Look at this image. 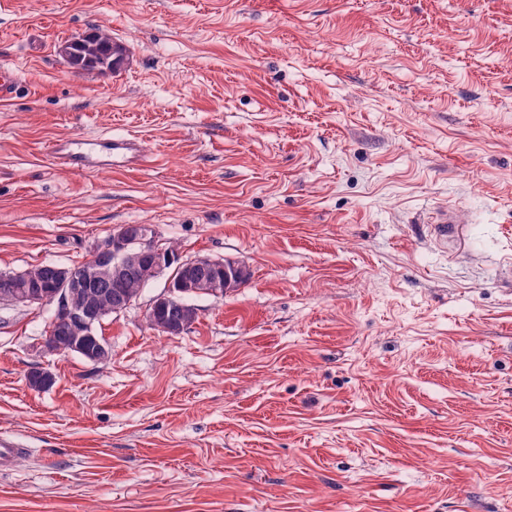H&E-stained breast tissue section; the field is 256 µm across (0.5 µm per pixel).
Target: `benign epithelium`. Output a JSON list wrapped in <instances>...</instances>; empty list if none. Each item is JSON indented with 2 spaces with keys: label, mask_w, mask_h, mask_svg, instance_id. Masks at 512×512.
Instances as JSON below:
<instances>
[{
  "label": "benign epithelium",
  "mask_w": 512,
  "mask_h": 512,
  "mask_svg": "<svg viewBox=\"0 0 512 512\" xmlns=\"http://www.w3.org/2000/svg\"><path fill=\"white\" fill-rule=\"evenodd\" d=\"M136 253L162 255L163 247L156 240V232L151 224H124L112 229V233L102 242L94 244L78 268L62 266L57 281L49 288L43 287L32 275L14 278L1 272L0 278L13 284L10 293L4 295L3 303L16 307L41 308L52 306V323L59 331L79 337L74 350L91 362L109 358L112 347L108 340L92 334L93 324L98 317L92 309H77L70 305L73 296L84 293L96 286L100 276L102 261L113 263L117 272L124 270L126 261ZM207 266L212 269L224 268V279L215 283L214 295L222 296L238 287L246 279L248 270L232 260H218L197 257L179 268L180 274L168 276L164 290L151 302L146 319L155 323V313L174 302L198 294L195 289L194 268Z\"/></svg>",
  "instance_id": "1"
}]
</instances>
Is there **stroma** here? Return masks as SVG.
Returning <instances> with one entry per match:
<instances>
[{"instance_id": "1", "label": "stroma", "mask_w": 512, "mask_h": 512, "mask_svg": "<svg viewBox=\"0 0 512 512\" xmlns=\"http://www.w3.org/2000/svg\"><path fill=\"white\" fill-rule=\"evenodd\" d=\"M94 29L121 72L57 54ZM1 62L0 271L151 224L250 278L179 336L156 279L101 363L0 304V512H512V0H0ZM90 145L84 140L71 139L66 143H56L52 148L54 162L58 165L76 164L80 150ZM100 143L111 146L112 154L122 156V163L127 164V168H135L143 162V157L135 147V143L129 138H110L100 140ZM430 225V230L435 240L444 246H447L448 240L458 238L461 233L460 224L455 216V211L450 208L436 209L430 213L429 218L425 221Z\"/></svg>"}]
</instances>
